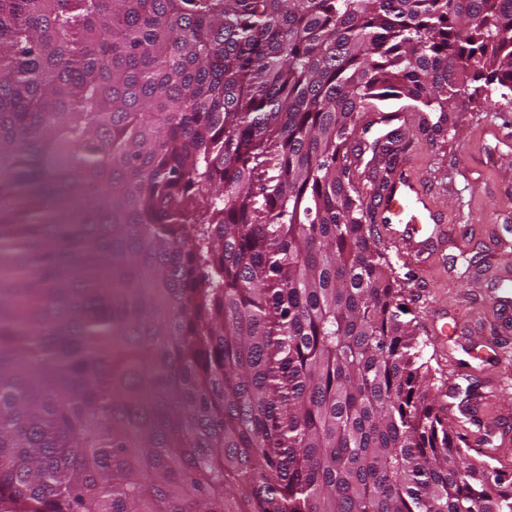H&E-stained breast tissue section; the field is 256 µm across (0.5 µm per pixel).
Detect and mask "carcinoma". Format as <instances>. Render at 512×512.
<instances>
[{
	"mask_svg": "<svg viewBox=\"0 0 512 512\" xmlns=\"http://www.w3.org/2000/svg\"><path fill=\"white\" fill-rule=\"evenodd\" d=\"M468 73L512 0H0V512H512L352 179Z\"/></svg>",
	"mask_w": 512,
	"mask_h": 512,
	"instance_id": "carcinoma-1",
	"label": "carcinoma"
}]
</instances>
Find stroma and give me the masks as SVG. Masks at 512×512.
Instances as JSON below:
<instances>
[{"instance_id": "stroma-1", "label": "stroma", "mask_w": 512, "mask_h": 512, "mask_svg": "<svg viewBox=\"0 0 512 512\" xmlns=\"http://www.w3.org/2000/svg\"><path fill=\"white\" fill-rule=\"evenodd\" d=\"M385 108L396 112L390 126L448 221L420 258L385 239L380 248L417 326L432 394L454 375L457 398L477 393L487 402L481 430L467 439L469 457L480 460L512 426V144L488 133L512 119V96H489L483 82H470L439 129L401 102Z\"/></svg>"}]
</instances>
